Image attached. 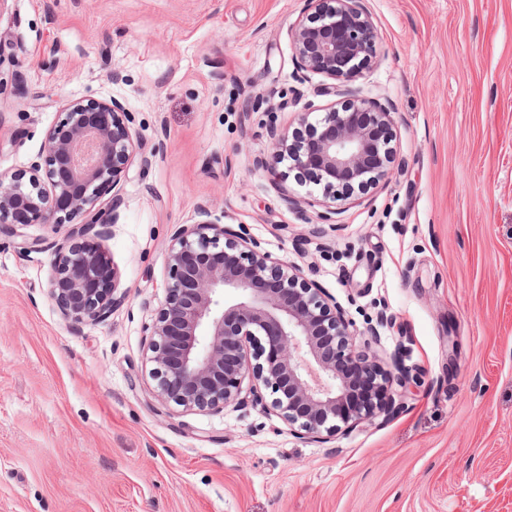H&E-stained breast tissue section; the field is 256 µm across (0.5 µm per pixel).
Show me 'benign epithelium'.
<instances>
[{"label": "benign epithelium", "instance_id": "1", "mask_svg": "<svg viewBox=\"0 0 512 512\" xmlns=\"http://www.w3.org/2000/svg\"><path fill=\"white\" fill-rule=\"evenodd\" d=\"M307 3L311 13L292 30L298 69L324 77L320 93L338 100L297 113L302 133L270 129V159L257 166L288 161L305 189L299 203L320 208L319 223L334 225L332 202L388 178L395 148L379 133L392 127L394 107L350 87L371 66L378 39L363 0ZM135 122L115 98L68 101L28 169L0 172V224L68 227L55 244L51 293L75 325L105 322L122 301L104 249L84 242L111 236L123 199L97 204L129 162L138 156L144 167L152 164L134 140ZM229 294L238 301L227 303ZM393 321L382 309L358 328L299 266L272 257L245 225L234 229L203 206L170 236L165 302L145 327L154 397L181 413L249 404L300 435L333 437L388 417L397 409L393 385L420 381L401 348L389 372L374 361L372 344ZM352 366L374 391L350 407Z\"/></svg>", "mask_w": 512, "mask_h": 512}]
</instances>
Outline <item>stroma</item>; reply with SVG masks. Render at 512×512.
<instances>
[{
  "label": "stroma",
  "instance_id": "35a3bbf8",
  "mask_svg": "<svg viewBox=\"0 0 512 512\" xmlns=\"http://www.w3.org/2000/svg\"><path fill=\"white\" fill-rule=\"evenodd\" d=\"M379 38L354 81L395 109L386 183L337 226L256 161L269 125L329 104L301 81L306 0H7L0 170L43 148L64 101L113 97L151 167L129 164L108 261L124 301L73 330L51 295L49 227L0 226V512H512V0H364ZM301 95L281 108L283 92ZM260 109H251L256 97ZM213 205L301 266L354 319L385 303L422 372L402 409L321 443L229 407L153 396L144 326L173 225Z\"/></svg>",
  "mask_w": 512,
  "mask_h": 512
}]
</instances>
